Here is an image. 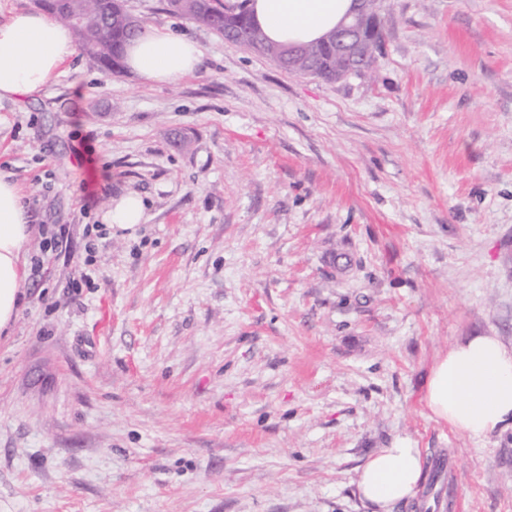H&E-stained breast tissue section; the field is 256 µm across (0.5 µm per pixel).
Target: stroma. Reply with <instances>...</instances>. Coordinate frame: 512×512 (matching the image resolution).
<instances>
[{
    "label": "stroma",
    "instance_id": "1",
    "mask_svg": "<svg viewBox=\"0 0 512 512\" xmlns=\"http://www.w3.org/2000/svg\"><path fill=\"white\" fill-rule=\"evenodd\" d=\"M124 5L202 70L80 53L0 102L43 258L0 334V512H368L358 469L401 445L424 478L396 512H512V426L422 400L454 343L512 348V0H386L337 82ZM128 193L142 224L85 236Z\"/></svg>",
    "mask_w": 512,
    "mask_h": 512
}]
</instances>
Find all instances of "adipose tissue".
Returning a JSON list of instances; mask_svg holds the SVG:
<instances>
[{"label":"adipose tissue","instance_id":"1","mask_svg":"<svg viewBox=\"0 0 512 512\" xmlns=\"http://www.w3.org/2000/svg\"><path fill=\"white\" fill-rule=\"evenodd\" d=\"M350 5L351 0H252L250 10L271 42L286 45L322 37ZM75 52L67 26L41 12L13 13L0 22V100L38 94ZM202 62L196 42L166 30L130 41L124 60L130 72L155 84L193 75ZM29 235L23 195L0 176V330L19 315ZM424 403L431 418L472 439L512 425V349L491 335L454 344L431 369ZM423 471L420 449H381L358 470V496L372 512H392L415 497Z\"/></svg>","mask_w":512,"mask_h":512}]
</instances>
